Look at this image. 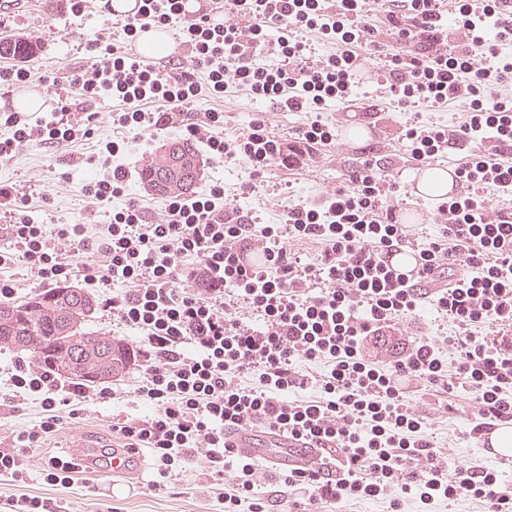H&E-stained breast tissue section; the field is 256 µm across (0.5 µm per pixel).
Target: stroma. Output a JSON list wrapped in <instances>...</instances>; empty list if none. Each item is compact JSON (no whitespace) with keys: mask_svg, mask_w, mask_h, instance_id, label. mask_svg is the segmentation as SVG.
Here are the masks:
<instances>
[{"mask_svg":"<svg viewBox=\"0 0 512 512\" xmlns=\"http://www.w3.org/2000/svg\"><path fill=\"white\" fill-rule=\"evenodd\" d=\"M110 15L105 0H94L92 8L77 15L64 6L48 11L45 0H19L17 5L0 9V38L21 36L32 42L35 49L25 59V67L34 77L62 81L74 69L92 63L87 45ZM354 97L355 106L345 109L330 105L323 111V119L332 122L336 128V141L323 148L308 167L297 171L272 167L254 192L245 194L241 186L248 180L246 164L207 162L203 165L201 185L223 183L226 201L253 210L261 223L279 224L294 201H314L327 192L349 185L360 150L373 149L378 152L390 180L398 186L392 198L397 217L410 212L427 214V221L413 224L412 230L419 240L436 239L441 228L430 219L435 202L410 191L407 176L416 172L418 163L405 151L402 134L415 120L426 126H455L464 110L463 105L456 102L421 106L411 112L398 107L370 78L356 87ZM368 105L378 106L381 111L382 119L377 126H369L363 116L362 109ZM203 106L223 111L224 133L228 136L243 132L251 120L261 115L277 136L285 138L294 134L308 118L307 113L282 112L269 102L235 89L219 99H204ZM116 107V102L110 100L91 104L90 109L97 112L98 118L88 138L51 147L38 144L22 147L12 159L0 162V182L16 184L29 196L32 207L42 218L54 224L107 223L111 209L122 207L128 197L141 201L148 220H160L164 214L162 199L143 187L137 172L145 160L156 155L166 140L182 137L181 128L146 133L122 154L120 162L130 172L125 198L113 199L110 207L95 214L84 194V186L99 173L98 168L88 164V157L96 155L98 144L126 136L125 131L113 128L108 119L109 112ZM351 126L365 127V138H348L346 130ZM16 356V351L0 349V450L13 448L15 435L36 424L40 416L38 401H25L16 410L9 403L7 379ZM138 377V366L130 365L115 382L121 391L119 399L96 406L83 420L64 424L44 441L41 448L34 450L30 459L32 474L27 483L19 484L9 476L0 475V503L30 493L72 503L79 512H107L111 506L118 512H220L216 496L204 492L200 485L201 468L196 462L187 466L169 488L161 492L148 488L153 478V470L149 467L118 491L113 490L108 479L96 481L91 489L86 488L80 478L66 488L43 484L39 468L45 459L70 455L81 438L111 440L113 417L137 418L145 414V407L131 393ZM410 400L426 416L429 435L438 446L449 449L455 461L486 464L481 448L465 433L467 419L474 413L466 394L455 397L457 410L453 413L445 410L437 396L425 390L411 394Z\"/></svg>","mask_w":512,"mask_h":512,"instance_id":"35a3bbf8","label":"stroma"}]
</instances>
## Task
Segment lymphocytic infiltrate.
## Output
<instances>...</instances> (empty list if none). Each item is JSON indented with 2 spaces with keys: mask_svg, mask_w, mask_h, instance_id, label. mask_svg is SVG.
<instances>
[{
  "mask_svg": "<svg viewBox=\"0 0 512 512\" xmlns=\"http://www.w3.org/2000/svg\"><path fill=\"white\" fill-rule=\"evenodd\" d=\"M141 2L115 41L91 40L98 61L74 73L65 89L67 98L85 103L119 101L114 128L183 126L209 161H244L254 178L274 165L303 168L336 139L321 112L332 102L349 103L378 11L396 49L376 79L395 101L404 108L468 105L454 128L407 127L413 159L478 146L457 166L456 197L433 214L440 237L422 243L397 221L387 203L392 185L367 152L351 186L294 202L280 224L259 223L226 203L218 182L165 198V218L156 224L134 201L98 228L39 224L26 193L0 183L12 243L0 251V268L20 264L37 287H57L74 274L60 251L68 245L83 261L84 281L105 294L113 321L138 333L141 374L133 395L148 412L114 421L112 436L123 451L150 456L149 489H166L197 458L224 512L244 505L267 512L257 492L264 472L229 441L233 431L260 427L326 449L320 465L281 476L310 505L385 500L392 512H404L410 498L426 507L469 497L485 503V512H512V482L498 469L436 450L404 388L412 381L448 394L453 372L475 405L470 436L512 420V348L488 331L512 329V209L491 207L483 195L490 188L512 193V23L501 18L503 0H227L238 16L228 24L214 21L213 0H198L190 13L184 0ZM175 22L190 64L170 72L131 55L139 30ZM302 32L331 44V52L312 58ZM266 56L274 64H263ZM199 69L205 82L196 79ZM232 87L309 118L286 139L261 118L226 137L223 113H199L195 104ZM0 122L12 131L0 138V161L29 143L88 135L85 124L22 112H1ZM127 147L124 140L101 147L103 172L84 187L92 203L124 194L128 172L113 159ZM299 245L314 246V257L296 253ZM396 246L420 255L418 284H399L384 267V252ZM427 306L453 330L443 344L407 330ZM447 351L453 362H445ZM317 363L324 374L312 372ZM8 382L13 402L37 398L43 410L38 424L17 434L13 450H0V474L19 481L27 477L28 452L64 418L115 396L107 387L61 382L21 358Z\"/></svg>",
  "mask_w": 512,
  "mask_h": 512,
  "instance_id": "lymphocytic-infiltrate-1",
  "label": "lymphocytic infiltrate"
}]
</instances>
